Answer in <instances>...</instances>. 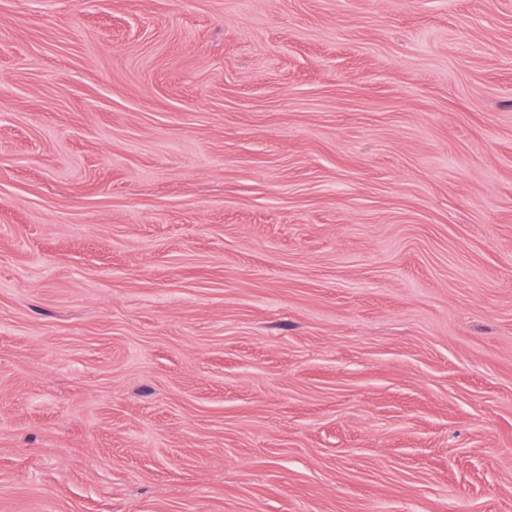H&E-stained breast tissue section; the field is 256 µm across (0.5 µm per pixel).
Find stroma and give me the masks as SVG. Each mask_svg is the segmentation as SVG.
I'll return each mask as SVG.
<instances>
[{
  "instance_id": "35a3bbf8",
  "label": "stroma",
  "mask_w": 512,
  "mask_h": 512,
  "mask_svg": "<svg viewBox=\"0 0 512 512\" xmlns=\"http://www.w3.org/2000/svg\"><path fill=\"white\" fill-rule=\"evenodd\" d=\"M0 512H512V0H0Z\"/></svg>"
}]
</instances>
